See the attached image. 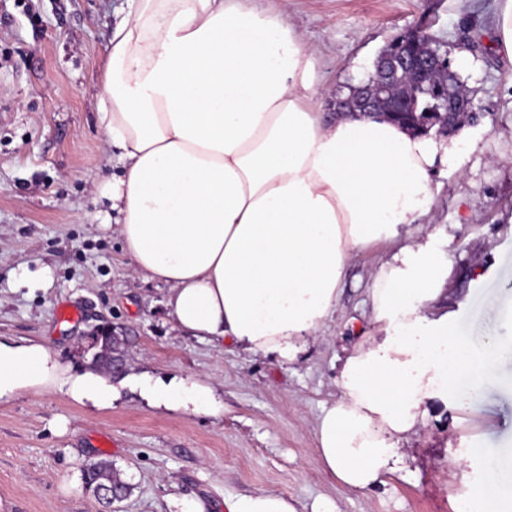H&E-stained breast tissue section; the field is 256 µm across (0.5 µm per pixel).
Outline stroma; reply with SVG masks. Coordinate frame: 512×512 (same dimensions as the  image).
Returning <instances> with one entry per match:
<instances>
[{"mask_svg":"<svg viewBox=\"0 0 512 512\" xmlns=\"http://www.w3.org/2000/svg\"><path fill=\"white\" fill-rule=\"evenodd\" d=\"M498 0H251L283 10L321 55V91L347 94L373 74L397 37L425 26L459 76L481 120L461 170L436 165L432 223L456 225L452 271L438 299L460 334L494 335L512 309V62L498 52ZM127 0H0V336L45 343L66 364H90V336L111 326L128 338L127 374L212 384L219 416L150 408L118 386L97 414L50 394L0 403V505L6 512H104L83 486L85 464L105 460L133 490L113 512H171L173 501L227 512L232 497L274 492L311 512L320 497L336 512H454L484 466L512 450V374L474 393L462 424L436 412L407 450L408 469L355 492L319 462L314 424L338 393L336 358L368 334L369 273L389 250L352 255L336 320L295 363L182 335L165 292L134 274L104 229L98 198L116 168L97 121L111 28ZM76 309L73 320L61 309ZM67 423L58 433L56 421ZM481 445L483 455L470 458Z\"/></svg>","mask_w":512,"mask_h":512,"instance_id":"stroma-1","label":"stroma"}]
</instances>
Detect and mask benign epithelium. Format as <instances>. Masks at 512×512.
Returning a JSON list of instances; mask_svg holds the SVG:
<instances>
[{
	"instance_id": "benign-epithelium-1",
	"label": "benign epithelium",
	"mask_w": 512,
	"mask_h": 512,
	"mask_svg": "<svg viewBox=\"0 0 512 512\" xmlns=\"http://www.w3.org/2000/svg\"><path fill=\"white\" fill-rule=\"evenodd\" d=\"M421 32L415 30L384 50L375 63L378 79L364 88L358 104L340 100V109L358 112L371 117L386 107L392 112H409L415 109V91H423L434 99L427 110L424 128H437L443 136H450L462 120L476 119L473 101L467 90H452L446 83L435 80L439 71L450 69L448 54L435 49L427 56L417 55L409 47L418 43Z\"/></svg>"
}]
</instances>
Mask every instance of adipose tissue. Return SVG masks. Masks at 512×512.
<instances>
[{
  "label": "adipose tissue",
  "mask_w": 512,
  "mask_h": 512,
  "mask_svg": "<svg viewBox=\"0 0 512 512\" xmlns=\"http://www.w3.org/2000/svg\"><path fill=\"white\" fill-rule=\"evenodd\" d=\"M317 52L282 17L245 0H128L109 38L98 122L118 158L103 195L121 250L167 290L176 327L287 365L336 316L354 251L390 240L371 276L378 335L345 358L338 397L314 427L341 484L365 491L406 468L433 404L465 409L512 363V319L481 342L429 315L451 263L431 227L432 174L457 169L449 142L384 119L326 116ZM136 384L154 407L219 415L199 380ZM53 394L102 412L103 373L62 363L41 342L0 337V403ZM512 512V482L485 471L456 512Z\"/></svg>",
  "instance_id": "1"
}]
</instances>
